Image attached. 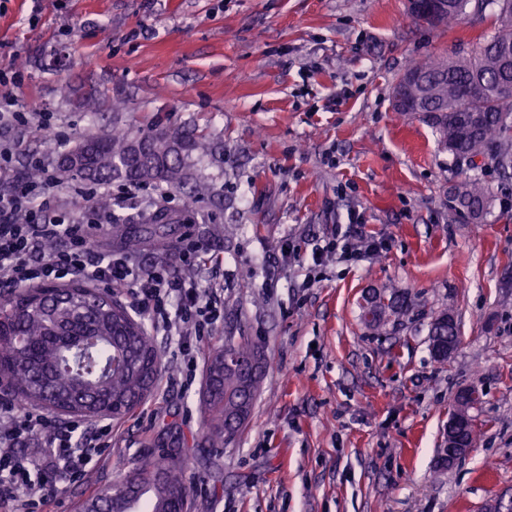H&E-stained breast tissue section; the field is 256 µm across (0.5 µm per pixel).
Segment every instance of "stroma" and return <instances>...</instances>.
Returning a JSON list of instances; mask_svg holds the SVG:
<instances>
[{
	"label": "stroma",
	"instance_id": "35a3bbf8",
	"mask_svg": "<svg viewBox=\"0 0 512 512\" xmlns=\"http://www.w3.org/2000/svg\"><path fill=\"white\" fill-rule=\"evenodd\" d=\"M495 5L453 31L408 0H0V92L28 123L12 159L55 164L37 134L158 123L192 133L207 190H175L176 236L223 257L224 313L201 358L227 335L265 347L252 416L221 448H200L201 380L168 363L124 417L100 465L44 512H76L143 449L189 458L192 512H482L512 492V174L476 169L494 205L479 223L448 207L461 177L433 129L398 115L405 66L491 34ZM120 111L75 112L60 84ZM356 216L380 250L314 265ZM413 310L364 319L379 294ZM453 310L461 343L438 361L429 328ZM484 391L470 452L437 469L455 391Z\"/></svg>",
	"mask_w": 512,
	"mask_h": 512
}]
</instances>
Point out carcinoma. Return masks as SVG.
Segmentation results:
<instances>
[{
    "mask_svg": "<svg viewBox=\"0 0 512 512\" xmlns=\"http://www.w3.org/2000/svg\"><path fill=\"white\" fill-rule=\"evenodd\" d=\"M486 0H445L431 26L453 29L470 14L482 11ZM497 28L470 49L446 58H430L408 66L395 85L404 86L414 111L423 114L442 148L459 166L472 167L474 158L489 155L497 169H512V0H496ZM409 74L419 81L404 83ZM63 99L82 112H94L99 99ZM197 143L176 129L150 125L131 133L88 132L64 152L52 143L58 166L72 179L91 182L123 179L130 183H164L180 188L192 178L191 153ZM112 211V242L137 252L157 238L166 251L177 248L171 213L162 206L136 215L127 205L101 199ZM492 196L480 177L466 176L448 199V207L472 221L490 211ZM409 308L407 296L392 291L371 310L377 325L381 314L396 316ZM436 358L448 360V344H460L455 314L445 310L430 325ZM263 346L248 336H226L221 350L236 361L224 370V383L201 401L203 440L222 448L245 425L254 402ZM162 373L149 329L135 320L115 292H99L81 283L22 288L0 295V386L6 385L20 404H36L51 412L95 418L104 413L121 419L142 402ZM186 457L168 448H151L122 480L96 492L81 512H175L180 497L191 492L185 478Z\"/></svg>",
    "mask_w": 512,
    "mask_h": 512,
    "instance_id": "carcinoma-1",
    "label": "carcinoma"
}]
</instances>
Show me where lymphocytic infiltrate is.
<instances>
[{
  "instance_id": "f902f5d3",
  "label": "lymphocytic infiltrate",
  "mask_w": 512,
  "mask_h": 512,
  "mask_svg": "<svg viewBox=\"0 0 512 512\" xmlns=\"http://www.w3.org/2000/svg\"><path fill=\"white\" fill-rule=\"evenodd\" d=\"M12 143H0V278L14 288L81 280L125 292L132 310L152 332L176 346L189 372H196L197 340L221 318L215 291L204 279L172 274L166 263L151 270L98 249L91 233L97 212L85 220L61 215L55 205L58 178L43 169L30 183L11 164ZM40 443L41 458L24 454ZM112 445V421H59L0 396V512H38L55 492L85 479Z\"/></svg>"
}]
</instances>
